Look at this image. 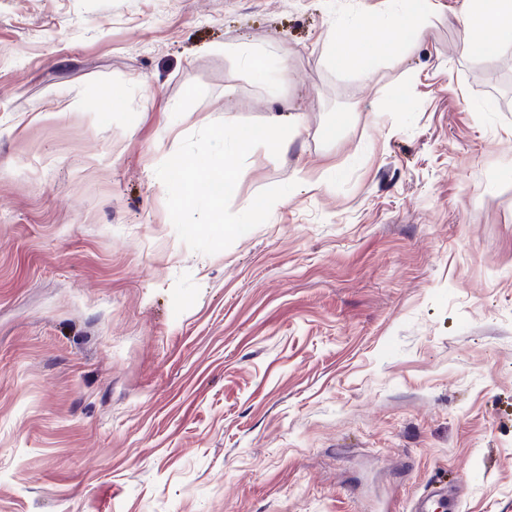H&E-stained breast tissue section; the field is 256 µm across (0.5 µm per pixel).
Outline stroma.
<instances>
[{
	"instance_id": "1",
	"label": "stroma",
	"mask_w": 512,
	"mask_h": 512,
	"mask_svg": "<svg viewBox=\"0 0 512 512\" xmlns=\"http://www.w3.org/2000/svg\"><path fill=\"white\" fill-rule=\"evenodd\" d=\"M441 3L363 79L382 0H0V512H512V45ZM373 20L365 15L356 14L353 20L344 26H336V36L329 40L328 59L339 70H351L360 76H368L372 64L356 56L355 45L364 38ZM228 137L233 138L241 148L262 145L277 152L288 148V142L282 134V120L279 115H274L270 122L259 130H227L224 125V128L213 133V139L221 143L227 141ZM178 172L180 193L175 198V208L184 213H189L196 200L195 188L205 186L210 190V201L215 210H218L224 197L236 193L238 176L230 168L224 167L223 158L213 159L204 167L198 165L185 166L180 161H173ZM221 187V191H215V187Z\"/></svg>"
}]
</instances>
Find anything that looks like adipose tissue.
Returning <instances> with one entry per match:
<instances>
[{"label": "adipose tissue", "instance_id": "1", "mask_svg": "<svg viewBox=\"0 0 512 512\" xmlns=\"http://www.w3.org/2000/svg\"><path fill=\"white\" fill-rule=\"evenodd\" d=\"M417 9H390L381 20L390 32L392 51H400L409 36H422L426 27L440 11L439 0H417ZM459 22L463 34L462 48L468 52L486 54L512 42V0H462ZM372 24L371 18L358 14L344 26L337 27L335 38L330 41L328 59L339 70H351L361 76L372 71L370 62L358 59L355 46L364 38ZM302 113L290 114L288 119L273 116L268 124L258 130L219 129L213 134L216 141L234 140L242 148L265 146L278 152L285 151L288 142L282 134L283 127L300 128ZM180 192L175 198V208L191 212L196 200L195 190L204 186L210 189L212 205H219L224 197L237 191L238 176L227 168L223 160L215 159L204 167L178 165Z\"/></svg>", "mask_w": 512, "mask_h": 512}]
</instances>
